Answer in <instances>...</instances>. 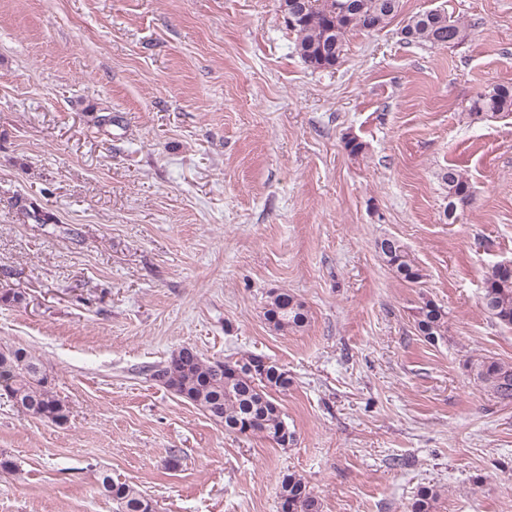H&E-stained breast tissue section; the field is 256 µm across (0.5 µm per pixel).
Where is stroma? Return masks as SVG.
Here are the masks:
<instances>
[{"mask_svg":"<svg viewBox=\"0 0 512 512\" xmlns=\"http://www.w3.org/2000/svg\"><path fill=\"white\" fill-rule=\"evenodd\" d=\"M402 4L466 39L408 45L397 19L315 70L279 0H0V295L22 297L0 302V344L34 350L68 410L0 396L19 468L0 512H116L105 474L158 512H281L291 471L321 512H412L425 487L433 512H512V403L474 373L512 364L480 304L512 261V112L470 113L512 84V0ZM451 166L473 195L449 219ZM280 289L300 330L263 316ZM424 298L448 314L435 344ZM186 345L285 369L294 442L225 432L149 377ZM376 247L398 278L411 283H416L423 278L422 269L411 257L406 246L397 238L384 237L376 242ZM264 316L277 331L302 327L308 319L305 305L288 291H273L267 296ZM415 327L420 336L435 344L447 334V313L431 299H425L416 309Z\"/></svg>","mask_w":512,"mask_h":512,"instance_id":"obj_1","label":"stroma"}]
</instances>
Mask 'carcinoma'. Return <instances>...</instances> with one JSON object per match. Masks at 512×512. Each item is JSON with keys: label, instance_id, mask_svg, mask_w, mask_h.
Returning <instances> with one entry per match:
<instances>
[{"label": "carcinoma", "instance_id": "obj_1", "mask_svg": "<svg viewBox=\"0 0 512 512\" xmlns=\"http://www.w3.org/2000/svg\"><path fill=\"white\" fill-rule=\"evenodd\" d=\"M299 16L290 27L294 48L301 60L314 69H333L342 58L345 37L352 31L370 32L387 26L401 13V0H298ZM412 27L413 44H456L467 36L459 22L448 18L443 10H425L403 20ZM470 111L483 113L512 112V85L499 84L485 90L473 100ZM441 179L448 187L447 217L457 204L472 197L471 185L455 167L450 166ZM378 252L396 276L416 283L423 278L422 269L406 246L394 237L376 242ZM481 304L500 325L512 328V269L499 264L484 276ZM264 316L277 331L302 327L308 319L305 305L293 294L273 291L268 294ZM415 327L419 335L434 344L447 334V313L430 299L416 309ZM256 356L247 353L233 361L204 358L198 351L181 354L177 350L164 362L149 367L152 380L176 396L194 405L213 423L228 432L261 436L276 445L285 437H294L288 428L276 394L292 385L288 371L272 364L266 370L252 369ZM477 380L504 403L512 401V365L496 360L475 364ZM0 391L22 412L35 418L61 424L67 421V409L53 390L40 359L30 350L15 345H0ZM99 491L112 499L117 512H156V504L135 485L102 476ZM281 504L288 512H319L318 500L304 478L288 473L282 477ZM437 493L424 487L416 498L412 512H432Z\"/></svg>", "mask_w": 512, "mask_h": 512}]
</instances>
